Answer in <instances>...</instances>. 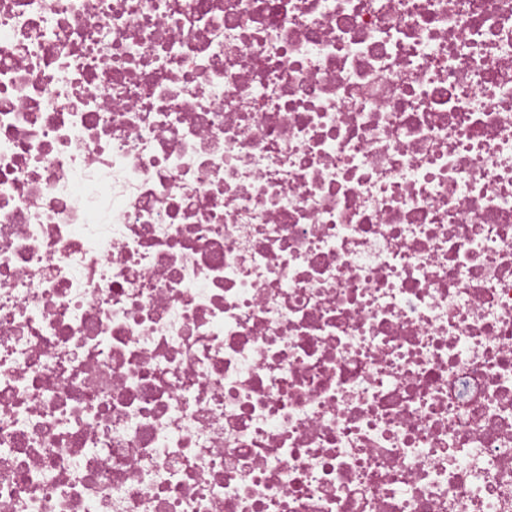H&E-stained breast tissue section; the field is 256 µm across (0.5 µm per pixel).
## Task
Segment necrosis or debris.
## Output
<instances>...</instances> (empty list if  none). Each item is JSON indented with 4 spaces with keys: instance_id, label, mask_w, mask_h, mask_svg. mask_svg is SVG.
I'll use <instances>...</instances> for the list:
<instances>
[{
    "instance_id": "obj_1",
    "label": "necrosis or debris",
    "mask_w": 512,
    "mask_h": 512,
    "mask_svg": "<svg viewBox=\"0 0 512 512\" xmlns=\"http://www.w3.org/2000/svg\"><path fill=\"white\" fill-rule=\"evenodd\" d=\"M0 512H512V0H0Z\"/></svg>"
}]
</instances>
